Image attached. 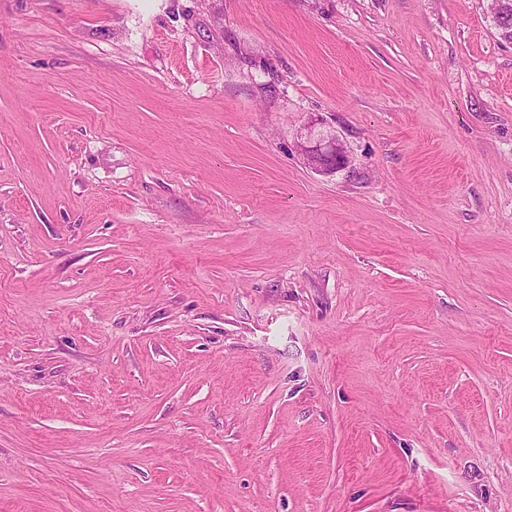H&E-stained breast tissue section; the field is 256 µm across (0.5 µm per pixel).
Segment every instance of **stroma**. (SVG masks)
I'll use <instances>...</instances> for the list:
<instances>
[{
	"instance_id": "35a3bbf8",
	"label": "stroma",
	"mask_w": 512,
	"mask_h": 512,
	"mask_svg": "<svg viewBox=\"0 0 512 512\" xmlns=\"http://www.w3.org/2000/svg\"><path fill=\"white\" fill-rule=\"evenodd\" d=\"M489 8L0 0V512H512ZM320 139H323V141H327L324 146H329V149L333 152L330 153L327 157L329 158V162L326 164H321L319 161H313L317 159L316 153V146H314L313 142L316 140L317 142L320 141ZM327 139V140H326ZM319 143H324V142ZM301 149L306 154V156L310 157L312 161L318 166L317 168L323 169V170H342L349 166L350 164V157L345 151V149L341 146L339 142L336 143V139L332 136H324L319 135V138H311V135L309 138H304V141L301 143ZM335 155V158H334Z\"/></svg>"
}]
</instances>
